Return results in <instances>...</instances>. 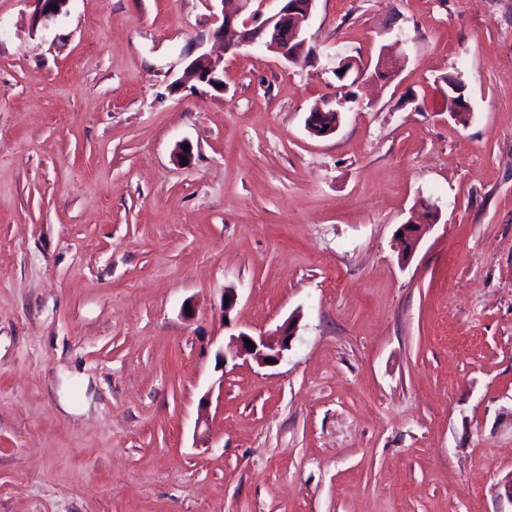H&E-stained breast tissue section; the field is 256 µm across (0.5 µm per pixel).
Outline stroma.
Instances as JSON below:
<instances>
[{"label": "stroma", "mask_w": 512, "mask_h": 512, "mask_svg": "<svg viewBox=\"0 0 512 512\" xmlns=\"http://www.w3.org/2000/svg\"><path fill=\"white\" fill-rule=\"evenodd\" d=\"M34 9L0 0V512H512V0H316L296 65L224 52L219 0ZM387 47L343 99L335 53ZM205 52L223 90L175 89ZM337 111L341 112L336 108V112H331L334 114L332 117V120L335 119V115L337 118ZM331 119L330 112H325L324 109H314L313 111L309 112V115L306 118V128L308 131L317 137H324L333 134L336 132V129L339 125V119H335L333 121ZM324 126H327V130L324 133H321V130L324 129ZM409 220L398 231L399 259L408 262L429 227L436 222L438 214L431 206L420 203ZM402 232V235H399ZM299 316L292 315L275 330L266 335L251 336L247 333H239L230 338L227 348L217 353L218 361L226 367L228 361L236 359L252 358L258 365L276 364L284 357V352L289 350L290 344L296 336ZM245 339H249L255 347L248 348ZM266 359L274 360V363L266 362Z\"/></svg>", "instance_id": "stroma-1"}]
</instances>
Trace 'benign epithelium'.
<instances>
[{
	"label": "benign epithelium",
	"mask_w": 512,
	"mask_h": 512,
	"mask_svg": "<svg viewBox=\"0 0 512 512\" xmlns=\"http://www.w3.org/2000/svg\"><path fill=\"white\" fill-rule=\"evenodd\" d=\"M35 10L33 23L38 25L57 17L68 0H33ZM278 11L263 17L261 9H251L252 0H221L227 4L222 10V21L215 35L222 38L232 34V39L225 44V51L235 50L243 45L259 44L274 53L279 59L296 64L306 51L308 40L306 26L312 17L316 0H279ZM224 59L201 54L189 61L183 68L175 87H185L190 83H202L213 88L224 84ZM339 121L331 119V114L323 109L309 112L306 128L317 137L331 135L336 132ZM438 214L426 203L419 204V209L412 212L409 220L401 225L398 236L399 259L407 262L429 227L436 222ZM299 316L292 315L275 330L266 335L251 336L241 332L230 338L228 347L217 353L222 365L236 359H253L257 364L264 365L272 359L278 363L289 350L296 336ZM254 347H247V342Z\"/></svg>",
	"instance_id": "benign-epithelium-1"
}]
</instances>
